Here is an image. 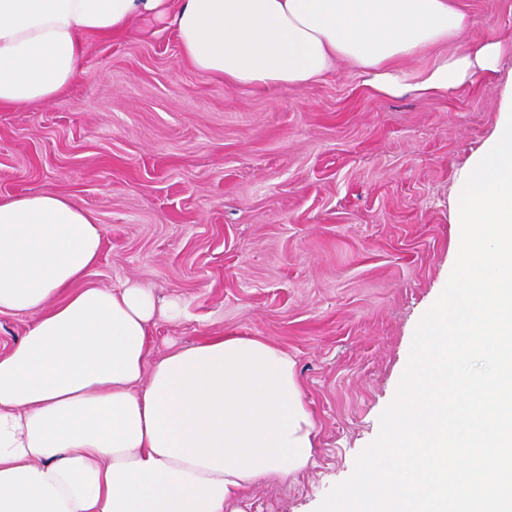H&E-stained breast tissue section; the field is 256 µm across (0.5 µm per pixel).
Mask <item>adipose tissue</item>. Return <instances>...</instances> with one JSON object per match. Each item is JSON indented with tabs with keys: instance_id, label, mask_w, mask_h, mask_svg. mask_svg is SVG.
<instances>
[{
	"instance_id": "ef3b65f1",
	"label": "adipose tissue",
	"mask_w": 512,
	"mask_h": 512,
	"mask_svg": "<svg viewBox=\"0 0 512 512\" xmlns=\"http://www.w3.org/2000/svg\"><path fill=\"white\" fill-rule=\"evenodd\" d=\"M166 20L184 58L234 86L301 87L336 61L373 90L445 92L496 71L455 0H0V109L53 99L81 74L82 39ZM437 49L431 66L404 67ZM102 226L74 198H0V315L28 317L0 353V512H224L302 473L318 446L296 363L225 331L150 360L158 316L181 308L138 282L87 287Z\"/></svg>"
}]
</instances>
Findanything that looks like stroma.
<instances>
[{
	"label": "stroma",
	"mask_w": 512,
	"mask_h": 512,
	"mask_svg": "<svg viewBox=\"0 0 512 512\" xmlns=\"http://www.w3.org/2000/svg\"><path fill=\"white\" fill-rule=\"evenodd\" d=\"M459 3L469 42L496 34L509 50L498 73L439 96L373 94L343 61L307 86H230L147 17L87 36L61 95L0 110V197L72 196L104 233L85 284L179 299L151 359L226 330L294 358L317 464L254 487L242 512H315L353 474L448 281L465 175L512 94V0Z\"/></svg>",
	"instance_id": "35a3bbf8"
}]
</instances>
